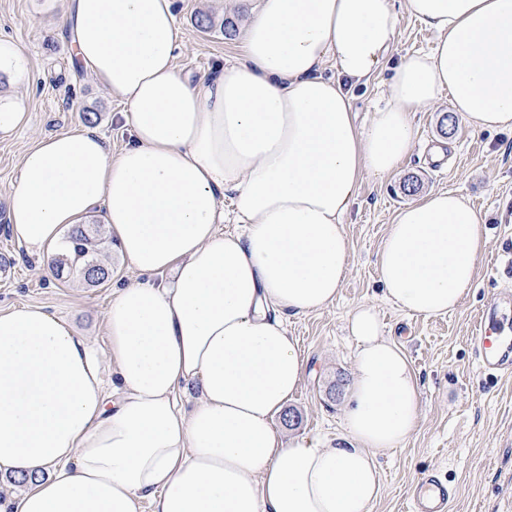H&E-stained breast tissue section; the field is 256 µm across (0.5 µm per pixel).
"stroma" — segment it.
Returning <instances> with one entry per match:
<instances>
[{"label": "stroma", "instance_id": "1", "mask_svg": "<svg viewBox=\"0 0 512 512\" xmlns=\"http://www.w3.org/2000/svg\"><path fill=\"white\" fill-rule=\"evenodd\" d=\"M255 0H177L180 30L177 72L193 78L218 74L236 52L237 34L197 27L198 17L232 19L243 26ZM67 0H0V40L14 43L20 59L0 72V105H20L27 126L0 137V311L25 305L65 318L96 349H105V310L117 281L137 273L108 248L104 262L112 279L87 285L79 275L51 277L41 252L14 239L7 227L9 199L20 178L24 153L39 138L81 126V113H95L94 130L112 151L131 134L119 113V99L100 85L73 57L64 25ZM435 33L407 12H400L391 53L399 59L431 50ZM392 67L384 65L353 92L357 121L369 123L382 106ZM448 101L416 113L417 143L400 169L384 177L366 176L345 221L351 242L349 273L336 302L325 310L289 319L307 362L299 390L288 404L298 417L288 425L277 417L284 443L305 438L335 444L343 432L348 394L330 398L337 380H352L355 342L347 320L359 305L373 306L384 336L409 357L420 386L416 427L400 448L380 452L382 493L374 512H409L406 492L421 474L438 473L454 492L451 512H512V376L481 369L472 340L479 313L497 306L512 326V280L496 259L512 252V132H477L462 120L443 125ZM452 189L483 215L487 230L478 277L454 312L432 317L406 313L383 294L378 253L396 212L436 190Z\"/></svg>", "mask_w": 512, "mask_h": 512}]
</instances>
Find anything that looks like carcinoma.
<instances>
[{"instance_id": "1", "label": "carcinoma", "mask_w": 512, "mask_h": 512, "mask_svg": "<svg viewBox=\"0 0 512 512\" xmlns=\"http://www.w3.org/2000/svg\"><path fill=\"white\" fill-rule=\"evenodd\" d=\"M102 240L99 225L94 228L84 224L74 227L67 236L65 247L54 260L56 276L77 271L90 286L105 283L111 270L100 258Z\"/></svg>"}]
</instances>
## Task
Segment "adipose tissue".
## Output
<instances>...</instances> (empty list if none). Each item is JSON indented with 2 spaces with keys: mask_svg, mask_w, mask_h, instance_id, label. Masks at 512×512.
<instances>
[{
  "mask_svg": "<svg viewBox=\"0 0 512 512\" xmlns=\"http://www.w3.org/2000/svg\"><path fill=\"white\" fill-rule=\"evenodd\" d=\"M175 2L69 0L75 55L121 101L132 142L39 139L9 229L41 248L103 207L139 277L113 289L102 351L42 308L0 312V476L31 480L0 512H141L148 496L154 512H373L376 457L418 420L410 362L356 307L339 443L284 444L275 418L307 369L288 321L339 295L345 218L365 176L412 151L415 112L445 98L473 130H512V0H257L234 61L197 81L174 69ZM403 10L435 47L399 58L386 105L359 125L351 91L388 57ZM485 247L468 200L429 192L382 241L383 292L410 314L453 312Z\"/></svg>",
  "mask_w": 512,
  "mask_h": 512,
  "instance_id": "1",
  "label": "adipose tissue"
}]
</instances>
